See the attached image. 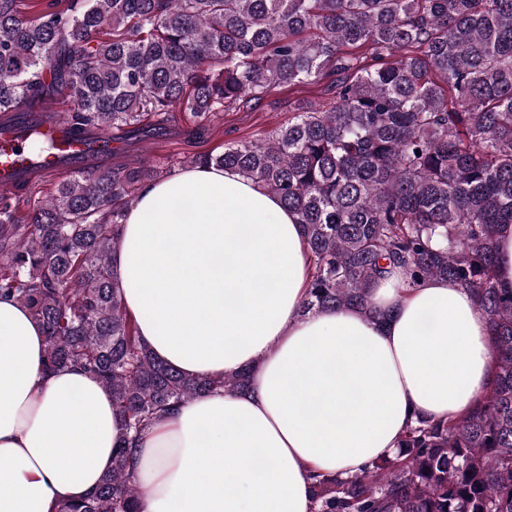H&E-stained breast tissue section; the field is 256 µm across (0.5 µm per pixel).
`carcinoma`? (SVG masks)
I'll list each match as a JSON object with an SVG mask.
<instances>
[{"label":"carcinoma","instance_id":"obj_1","mask_svg":"<svg viewBox=\"0 0 512 512\" xmlns=\"http://www.w3.org/2000/svg\"><path fill=\"white\" fill-rule=\"evenodd\" d=\"M331 73V102L179 165L235 170L294 212L312 262L305 314L380 320L371 288L395 272L470 291L494 380L465 415L417 419L395 455L314 475L313 512H512V289L495 273L498 225L512 223V0H45L34 19L0 0V113L39 112L62 89L76 131H134L149 114L161 126L178 108L202 132L217 110ZM174 173L96 169L29 212L0 197V296L42 326L45 369L81 368L123 430L98 487L54 512H140L133 442L177 404L249 385L247 371L183 376L124 307L112 255L125 211Z\"/></svg>","mask_w":512,"mask_h":512}]
</instances>
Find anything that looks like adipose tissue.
<instances>
[{
  "mask_svg": "<svg viewBox=\"0 0 512 512\" xmlns=\"http://www.w3.org/2000/svg\"><path fill=\"white\" fill-rule=\"evenodd\" d=\"M121 238L113 265L140 342L188 377L251 375L247 391L184 403L143 436L141 512H311L310 472L353 476L417 418L460 417L490 384L486 317L452 281H377L379 322L302 315L310 258L296 216L235 171L149 184ZM45 350L29 311L1 298L0 512L87 495L121 444L111 395L78 369L45 373Z\"/></svg>",
  "mask_w": 512,
  "mask_h": 512,
  "instance_id": "adipose-tissue-1",
  "label": "adipose tissue"
}]
</instances>
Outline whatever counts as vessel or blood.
I'll return each mask as SVG.
<instances>
[{
  "label": "vessel or blood",
  "mask_w": 512,
  "mask_h": 512,
  "mask_svg": "<svg viewBox=\"0 0 512 512\" xmlns=\"http://www.w3.org/2000/svg\"><path fill=\"white\" fill-rule=\"evenodd\" d=\"M38 131L50 150L34 156L26 136L29 117L23 109L0 115V189L12 191L14 184L34 177L84 173L102 164L116 149L111 134L91 131L70 137L63 113H39Z\"/></svg>",
  "instance_id": "vessel-or-blood-1"
}]
</instances>
